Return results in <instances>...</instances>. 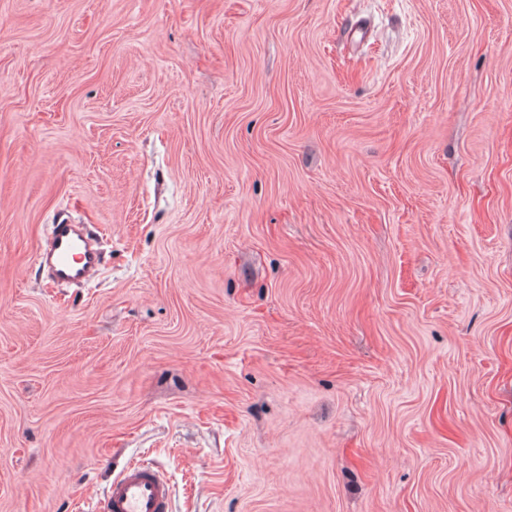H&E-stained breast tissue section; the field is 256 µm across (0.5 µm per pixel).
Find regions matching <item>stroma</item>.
I'll list each match as a JSON object with an SVG mask.
<instances>
[{"mask_svg":"<svg viewBox=\"0 0 512 512\" xmlns=\"http://www.w3.org/2000/svg\"><path fill=\"white\" fill-rule=\"evenodd\" d=\"M134 459L171 512H512V0H0V512ZM39 260L56 282H91L99 275L102 265L99 238L84 224L59 220L52 224Z\"/></svg>","mask_w":512,"mask_h":512,"instance_id":"obj_1","label":"stroma"}]
</instances>
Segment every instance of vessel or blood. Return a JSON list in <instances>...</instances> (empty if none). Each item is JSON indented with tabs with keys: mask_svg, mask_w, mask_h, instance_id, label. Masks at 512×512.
<instances>
[{
	"mask_svg": "<svg viewBox=\"0 0 512 512\" xmlns=\"http://www.w3.org/2000/svg\"><path fill=\"white\" fill-rule=\"evenodd\" d=\"M39 260L55 281L85 284L101 269L100 241L83 224L52 225ZM170 485L163 472L142 462L126 464L112 479L91 512H169Z\"/></svg>",
	"mask_w": 512,
	"mask_h": 512,
	"instance_id": "obj_1",
	"label": "vessel or blood"
}]
</instances>
